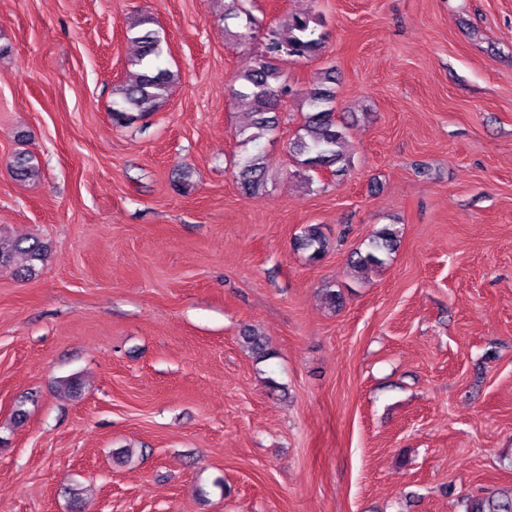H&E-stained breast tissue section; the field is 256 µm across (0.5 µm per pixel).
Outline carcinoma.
<instances>
[{
    "label": "carcinoma",
    "instance_id": "obj_1",
    "mask_svg": "<svg viewBox=\"0 0 512 512\" xmlns=\"http://www.w3.org/2000/svg\"><path fill=\"white\" fill-rule=\"evenodd\" d=\"M246 18L244 30L230 32V36L243 41L252 37L251 15L245 0H224V18ZM152 18L144 16L128 27L130 40L138 51L127 62L126 75L115 88L112 102V119L119 125L132 123L138 117L157 111L168 99L169 90L177 74L165 66L164 38L152 28ZM325 35L314 26L308 14H293L288 20L272 26L264 33V49L252 64L239 73L238 86L232 96L249 105L247 122L240 127L245 140L254 142L276 131L279 125L281 103L292 94V89L282 80L278 62L283 59H310L319 54ZM334 91L328 86L306 92L308 112L304 122L290 143L292 153L308 171H328L336 176L345 172L350 157L345 150V126L336 116L333 106ZM12 173L19 181L31 180L39 174V164L27 152L15 154L11 160ZM269 179V163L265 155L246 156L238 168V182L247 195L263 190ZM399 232L393 225L375 232L366 249L353 250L348 258L356 272L384 266L398 244ZM300 246L309 252V259H321L329 248V240L319 227H308ZM48 248L36 238L4 239L0 237V268L11 265L16 255L29 261L45 260ZM244 346L257 356L268 355L264 338L250 329L243 333ZM462 512H512V490H488L480 496L462 500Z\"/></svg>",
    "mask_w": 512,
    "mask_h": 512
}]
</instances>
